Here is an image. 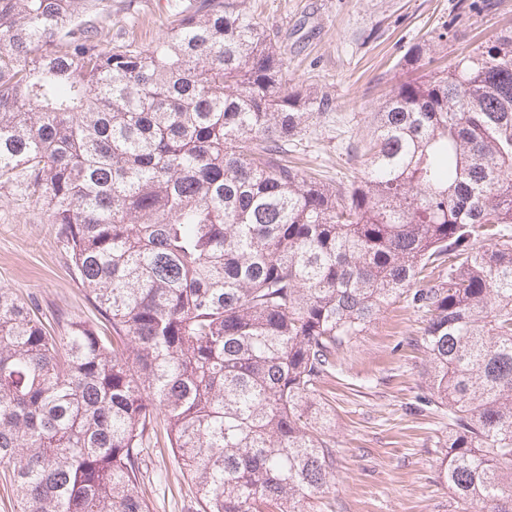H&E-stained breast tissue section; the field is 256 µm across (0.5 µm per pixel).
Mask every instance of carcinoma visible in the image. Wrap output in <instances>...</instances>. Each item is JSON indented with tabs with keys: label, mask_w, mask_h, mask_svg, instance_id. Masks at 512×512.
Instances as JSON below:
<instances>
[{
	"label": "carcinoma",
	"mask_w": 512,
	"mask_h": 512,
	"mask_svg": "<svg viewBox=\"0 0 512 512\" xmlns=\"http://www.w3.org/2000/svg\"><path fill=\"white\" fill-rule=\"evenodd\" d=\"M111 2L0 0V187L45 210L105 320L58 336L0 287L15 512H150V446L196 512H314L320 385L408 292L440 478L512 512V29L399 85L333 186L288 160L328 103L284 87L244 0H168L147 45L101 25Z\"/></svg>",
	"instance_id": "1"
}]
</instances>
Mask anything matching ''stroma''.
Listing matches in <instances>:
<instances>
[{
	"mask_svg": "<svg viewBox=\"0 0 512 512\" xmlns=\"http://www.w3.org/2000/svg\"><path fill=\"white\" fill-rule=\"evenodd\" d=\"M459 4L248 0L288 60L286 88L310 89L329 102L293 156L325 183L350 182L362 168L355 147L367 135V117L409 77L404 55L412 45L429 43L431 56L451 60L512 22V0L467 13ZM105 24L134 29L147 42L167 31L170 18L164 0H112ZM443 27L447 39L431 41ZM0 286L38 302L55 331L72 318L99 319L46 213L10 187L0 188ZM425 324L421 311L397 300L340 355L339 374L320 388L333 415L336 466L328 498L336 512H477L456 504L438 477L447 417L417 406L424 354L414 341ZM142 467L150 512H188L192 488L166 449H147Z\"/></svg>",
	"mask_w": 512,
	"mask_h": 512,
	"instance_id": "stroma-1",
	"label": "stroma"
}]
</instances>
